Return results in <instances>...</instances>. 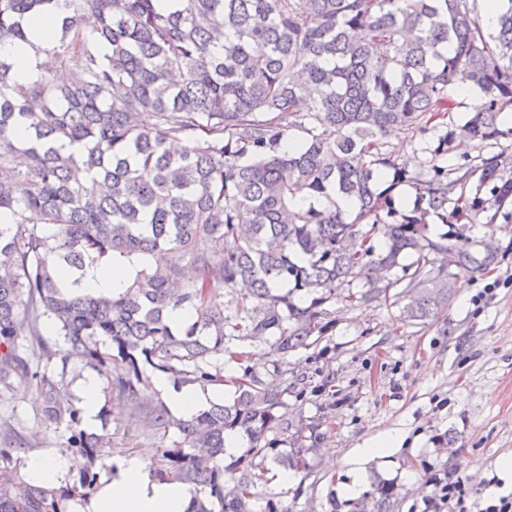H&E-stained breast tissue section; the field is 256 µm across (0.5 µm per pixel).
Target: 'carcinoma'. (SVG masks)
<instances>
[{"instance_id":"cac0c4a2","label":"carcinoma","mask_w":512,"mask_h":512,"mask_svg":"<svg viewBox=\"0 0 512 512\" xmlns=\"http://www.w3.org/2000/svg\"><path fill=\"white\" fill-rule=\"evenodd\" d=\"M160 3L0 0V47L31 46L34 24L59 20L53 44L35 48L37 81L16 83L0 54V214L13 217L0 224V384L40 381L44 413L68 419L80 470L72 484L34 485L20 473L25 449L0 448V512H62L92 495L106 444L21 356L23 331L50 361L48 324L64 339L61 359L97 372L107 397L158 434L177 429L152 472L188 486L192 512H249L258 462L308 468L305 435L280 412L296 382L246 368L232 401L184 420L147 394V371L204 388L224 383L230 337L272 336L281 359L315 348L335 325L326 303L354 281L371 299L405 281L417 291L411 317L433 320L453 288L448 250L459 269L475 263L456 250L459 220L492 224L512 199L499 156L448 165L463 143L512 136L501 125L512 109V0L488 35L478 0ZM463 83L484 105L459 123L450 114ZM431 131L430 158L414 170L390 150L394 137ZM400 186L415 192L406 210L395 207ZM435 219L451 230L432 235ZM157 251L170 263L146 264ZM114 266L130 268L124 283L80 292ZM241 282L248 292L228 315L218 290ZM178 309L192 318L177 327ZM235 431L248 444L229 470L224 434ZM270 431L289 437V453Z\"/></svg>"}]
</instances>
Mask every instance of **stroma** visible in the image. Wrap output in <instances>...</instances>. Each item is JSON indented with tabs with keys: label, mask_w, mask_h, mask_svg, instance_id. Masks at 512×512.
Wrapping results in <instances>:
<instances>
[{
	"label": "stroma",
	"mask_w": 512,
	"mask_h": 512,
	"mask_svg": "<svg viewBox=\"0 0 512 512\" xmlns=\"http://www.w3.org/2000/svg\"><path fill=\"white\" fill-rule=\"evenodd\" d=\"M464 235L467 252L483 264L456 271L457 286L438 320L409 318L413 290L400 286L387 299L365 301L354 282L357 302H329L336 325L316 348L280 361L269 342L228 341L246 358L225 362V400L247 367L267 381L280 370L304 375L288 396V416L318 434L309 471L284 485L279 466L270 465L252 512H265L270 499L284 512H356L381 486L394 489L391 512H422L433 491L428 467L475 485L501 476L499 460L512 455V203L494 223L468 224ZM46 372L57 378V396L80 404L90 368L56 359ZM42 405L37 382L0 385V448L21 439L31 455L70 457L69 430L44 416ZM90 430L109 436L112 453L148 462L178 438L174 430L154 434L126 404L118 418H96ZM393 430L406 436L400 447L364 454L368 442ZM501 478L504 490H512V478Z\"/></svg>",
	"instance_id": "1"
}]
</instances>
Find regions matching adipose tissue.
Listing matches in <instances>:
<instances>
[{"instance_id":"ef3b65f1","label":"adipose tissue","mask_w":512,"mask_h":512,"mask_svg":"<svg viewBox=\"0 0 512 512\" xmlns=\"http://www.w3.org/2000/svg\"><path fill=\"white\" fill-rule=\"evenodd\" d=\"M156 385L169 409L187 418L224 395L220 386L205 388L170 385L166 375H158ZM102 487L93 496L75 501L71 512H190L192 495L177 481L156 479L145 460L138 455H113Z\"/></svg>"}]
</instances>
